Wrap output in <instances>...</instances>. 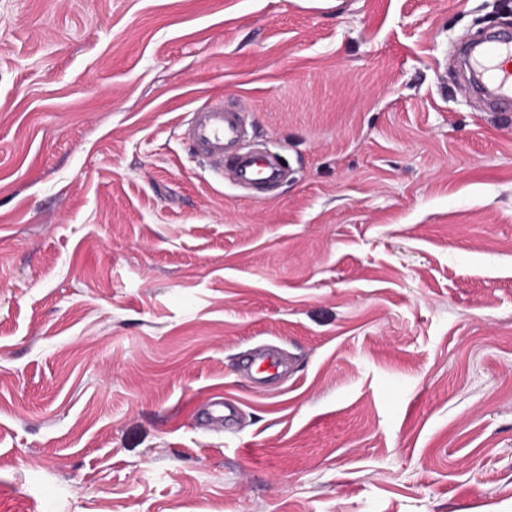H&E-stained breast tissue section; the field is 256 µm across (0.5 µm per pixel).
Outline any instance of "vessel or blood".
I'll return each mask as SVG.
<instances>
[{"instance_id": "obj_1", "label": "vessel or blood", "mask_w": 512, "mask_h": 512, "mask_svg": "<svg viewBox=\"0 0 512 512\" xmlns=\"http://www.w3.org/2000/svg\"><path fill=\"white\" fill-rule=\"evenodd\" d=\"M470 67L481 75L495 98L512 103V37L492 40L479 56L471 57ZM180 127L182 137L209 171L251 190L254 199H261L264 189L280 179L281 167L275 153L240 152L239 146L248 138L249 130L239 108L215 99L188 112ZM288 368L287 356L272 343L255 345L240 363L241 372L259 390L282 381Z\"/></svg>"}]
</instances>
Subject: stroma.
I'll use <instances>...</instances> for the list:
<instances>
[{
	"label": "stroma",
	"mask_w": 512,
	"mask_h": 512,
	"mask_svg": "<svg viewBox=\"0 0 512 512\" xmlns=\"http://www.w3.org/2000/svg\"><path fill=\"white\" fill-rule=\"evenodd\" d=\"M494 33L512 0H0V512H512V110L454 61ZM214 97L263 201L178 135ZM239 367L251 380L254 388L264 390L287 376L289 362L279 346L261 343L250 349Z\"/></svg>",
	"instance_id": "obj_1"
}]
</instances>
